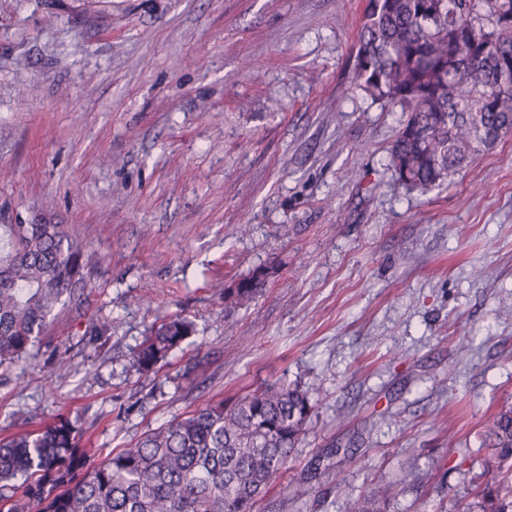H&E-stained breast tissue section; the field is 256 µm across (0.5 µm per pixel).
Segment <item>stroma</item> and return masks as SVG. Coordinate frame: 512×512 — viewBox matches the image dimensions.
Here are the masks:
<instances>
[{"label": "stroma", "instance_id": "stroma-1", "mask_svg": "<svg viewBox=\"0 0 512 512\" xmlns=\"http://www.w3.org/2000/svg\"><path fill=\"white\" fill-rule=\"evenodd\" d=\"M366 3L0 0V224L65 225L88 264L0 365V439L63 414L97 464L280 380L316 410L256 512H357L386 485L384 512L473 502L512 405V133L402 187L405 114L352 81ZM260 269L226 305L216 282ZM176 314L192 335L129 367ZM255 272L225 284L224 301L243 304L252 300L264 284L263 274ZM193 332V323L188 318L175 315L164 319L150 329V334L131 349L126 362L140 372H151L165 362L169 355Z\"/></svg>", "mask_w": 512, "mask_h": 512}]
</instances>
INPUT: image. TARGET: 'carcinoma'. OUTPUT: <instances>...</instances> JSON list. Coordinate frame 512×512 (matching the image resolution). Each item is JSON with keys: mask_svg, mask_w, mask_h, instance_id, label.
I'll return each instance as SVG.
<instances>
[{"mask_svg": "<svg viewBox=\"0 0 512 512\" xmlns=\"http://www.w3.org/2000/svg\"><path fill=\"white\" fill-rule=\"evenodd\" d=\"M354 84L407 113L391 147L406 188L459 173L512 132V0H367ZM82 245L61 224H0V364L45 335L66 294L84 288ZM252 273L224 286L243 304ZM193 332L175 315L126 362L151 372ZM316 408L277 382L212 401L91 465L66 417L0 441V512H253L279 477ZM489 482L464 512H512V406L487 430Z\"/></svg>", "mask_w": 512, "mask_h": 512, "instance_id": "cac0c4a2", "label": "carcinoma"}]
</instances>
